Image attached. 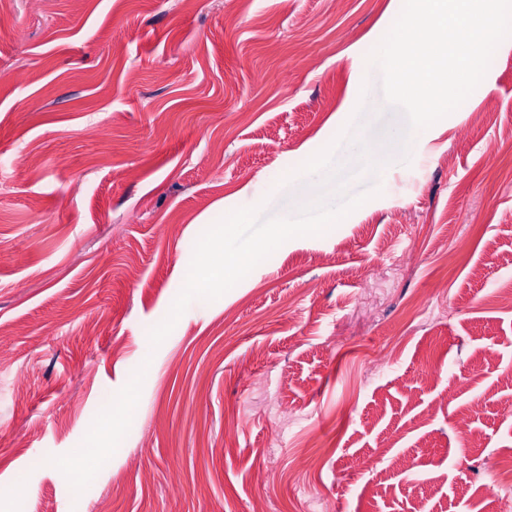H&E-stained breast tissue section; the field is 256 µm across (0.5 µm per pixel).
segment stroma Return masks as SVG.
I'll return each mask as SVG.
<instances>
[{
  "instance_id": "obj_1",
  "label": "stroma",
  "mask_w": 512,
  "mask_h": 512,
  "mask_svg": "<svg viewBox=\"0 0 512 512\" xmlns=\"http://www.w3.org/2000/svg\"><path fill=\"white\" fill-rule=\"evenodd\" d=\"M402 4L0 0V512H497L512 37L408 166L350 184L380 196L149 343L199 235L349 120ZM142 365L127 435L74 494L49 457ZM403 456L413 483L375 496Z\"/></svg>"
}]
</instances>
